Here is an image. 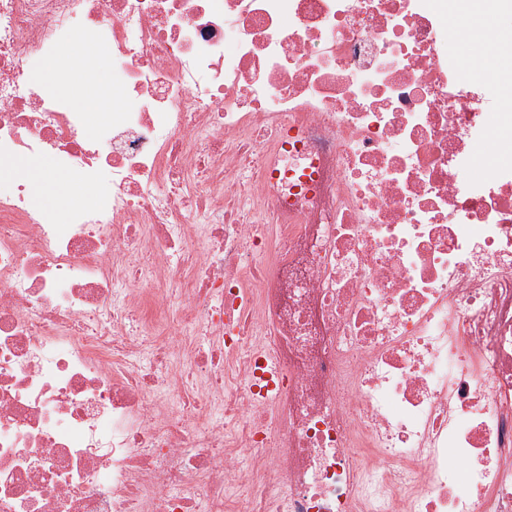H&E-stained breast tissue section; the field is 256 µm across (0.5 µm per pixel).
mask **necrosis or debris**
<instances>
[{"instance_id":"necrosis-or-debris-1","label":"necrosis or debris","mask_w":512,"mask_h":512,"mask_svg":"<svg viewBox=\"0 0 512 512\" xmlns=\"http://www.w3.org/2000/svg\"><path fill=\"white\" fill-rule=\"evenodd\" d=\"M456 13L0 0V167L107 190H0V512H512V68ZM75 26L93 137L30 75ZM36 160L41 161L39 164L45 165L43 170L38 175V179L41 182V185H43L42 178H43L44 171L52 170L55 173V176L62 178L64 180L66 186L68 188H70V191L73 196V200H72L73 203H80V204H83L88 207H95V206L100 205V202L103 200V198L101 196L91 195L84 185H82L76 181H73L65 173L59 171L51 159L41 158V159H36Z\"/></svg>"}]
</instances>
